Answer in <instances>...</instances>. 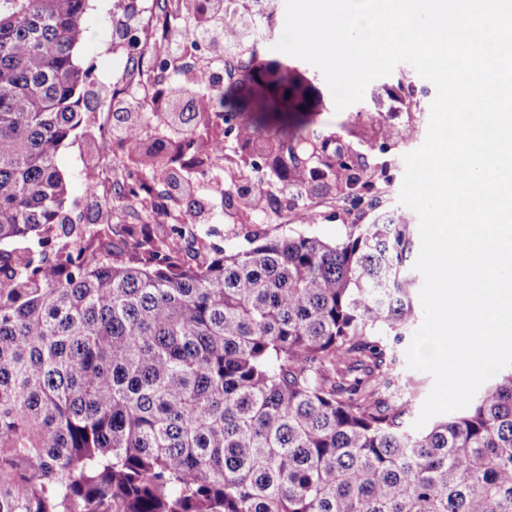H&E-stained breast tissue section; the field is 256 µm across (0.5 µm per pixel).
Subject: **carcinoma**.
Masks as SVG:
<instances>
[{"mask_svg":"<svg viewBox=\"0 0 512 512\" xmlns=\"http://www.w3.org/2000/svg\"><path fill=\"white\" fill-rule=\"evenodd\" d=\"M87 0H0V512H512V370L422 431L395 346L416 320L410 224L384 212L334 243L285 234L188 265L97 237L51 262L69 189L57 154L99 88L75 61ZM386 95L413 103L398 81ZM215 111L135 117L97 212L232 152L301 196L357 198L366 158L311 128L300 71L251 53ZM380 150L402 142L373 97Z\"/></svg>","mask_w":512,"mask_h":512,"instance_id":"1","label":"carcinoma"}]
</instances>
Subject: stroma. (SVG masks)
<instances>
[{"instance_id": "1", "label": "stroma", "mask_w": 512, "mask_h": 512, "mask_svg": "<svg viewBox=\"0 0 512 512\" xmlns=\"http://www.w3.org/2000/svg\"><path fill=\"white\" fill-rule=\"evenodd\" d=\"M161 9L160 0H88L85 23L89 33L77 52V60L81 68L88 72L90 81L108 83L115 99L128 98L124 77L135 66L137 58L128 46L127 31L142 14H157ZM297 67L312 79L327 105L326 112L318 117V131L340 137L354 151L366 155L372 168H385L386 173L373 177L371 190L362 191L359 201L342 203L336 201L334 195L318 190L299 199L298 209L283 212L271 208L244 210L226 202L220 194L221 185L228 182L248 186L259 183L280 198H287V189L268 169L244 166L205 171L191 197L176 204L180 210L194 213L195 222L189 230L197 238L198 244L204 246L206 254H213L217 249L247 247L250 239L257 236L274 239L288 232L333 242L344 238L350 225L373 222L377 212L370 208L369 203L374 196L383 195L385 208L396 209L400 206L399 192L405 170L403 157L418 149L426 138L430 105L436 95L433 83L421 78L412 66L403 63L384 81L370 83L365 91V99L338 112L333 107L334 99L322 73L302 60L298 61ZM400 78L413 86L420 109L416 112L392 113L393 123L408 126L410 135L405 143L384 154L378 145L368 142L370 126L365 111L371 104V96L382 83L393 84ZM97 132L98 126L94 123L76 128L57 156L58 166L69 183L66 214L75 224L77 233L101 235L117 253L128 250L132 231L146 223L151 228L154 245L173 248L186 262L196 263L194 248L173 238L169 225L154 220L159 202L172 201L170 188H163L161 196L146 198L143 203L118 208L112 223H97V210L93 199L86 193L85 180L89 142ZM302 207L308 209L309 220H300L298 210Z\"/></svg>"}]
</instances>
